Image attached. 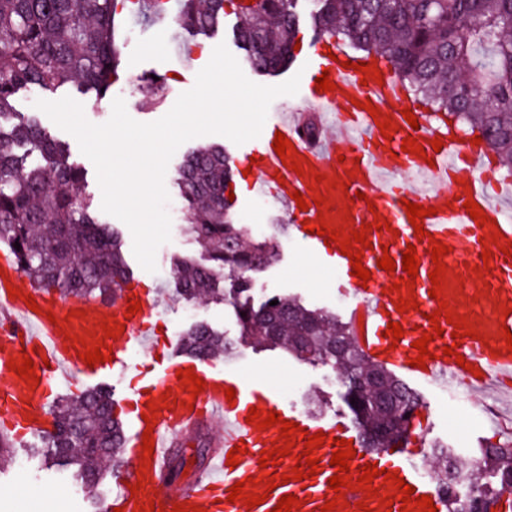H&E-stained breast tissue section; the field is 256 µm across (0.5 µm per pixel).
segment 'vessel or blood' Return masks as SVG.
<instances>
[{
  "label": "vessel or blood",
  "mask_w": 512,
  "mask_h": 512,
  "mask_svg": "<svg viewBox=\"0 0 512 512\" xmlns=\"http://www.w3.org/2000/svg\"><path fill=\"white\" fill-rule=\"evenodd\" d=\"M350 53L343 49H330L328 42L315 47L309 61L313 77L328 75L334 90L311 91L318 113V122L331 123L341 130L340 137H315L305 135L308 114L302 110L280 113L269 122L260 136L250 140L241 152L242 159L251 160V170L258 178V188L269 191L284 205L292 222L310 252L322 259L336 274L338 291L349 297L347 316L352 339L369 357L399 369L408 379L429 382L437 378L449 382H461L478 391L501 390L512 383V350L502 336L503 329L512 330V314L503 315V307H512V258L501 251L512 242V177L482 179L487 168L488 149L460 140L449 127L447 120L430 119L422 105L411 107L416 124H409L402 116L399 104L405 90L396 79L390 65L377 63L375 56H368V63L378 64L382 81L363 80L361 71L346 68ZM371 102L382 115L390 117L396 130L392 140H385L374 118L363 109V102ZM283 133L296 149V157L304 175H297L291 167L282 163L273 143L276 133ZM416 139L424 150L432 151V162L403 152L405 138ZM440 140L443 147L433 152V140ZM323 174V181H315V174ZM348 182V189H341V182ZM301 193L309 201L308 210H300L293 198ZM328 200L327 209L314 206L316 196ZM473 199L481 206L489 221L477 225L463 206L466 199ZM425 207H435L433 215L424 217L425 238H417L410 224L405 202ZM382 216L391 228L367 234L370 243L364 251L362 263L371 273L369 283H361L354 277L349 257L341 254L337 243H325L322 236L305 232V224L330 222L332 227L342 225L357 229ZM498 235L497 245L491 246L490 261H483L482 240ZM449 246L443 256L448 285L440 299H432L428 291L429 278L434 268L432 249L434 241ZM415 246L420 260L415 280L418 309L397 312L398 292L392 291L393 283L403 276V269L387 272L379 269L378 259L390 255L401 261L408 246ZM489 263L491 270L486 277H479L476 266ZM21 274L10 248L0 247V421L17 435L37 433L44 429L46 401L52 386L58 385L61 373L81 374L96 378L108 372L123 373L132 366L131 349L145 347L151 340L150 317L158 307L156 293L143 294L133 287H126L116 303L105 304L88 298L62 300L41 288L23 287L25 295L34 297L37 310H30L23 298H12L9 288L21 287ZM140 300L141 309L128 314L127 303ZM448 301L450 309L468 316L478 338L468 336L452 339L453 325H445L441 337L428 343L432 357L425 367L411 366L417 358L414 341L431 331L429 314L438 310L440 301ZM122 325L124 332L112 340L111 359L105 363L86 365L80 354L82 339L102 336L104 319ZM403 327L405 334L395 342L386 337L389 323ZM80 336L78 344H71V336ZM457 345L464 364L444 355L443 349ZM28 355L33 360L38 380L28 384L26 380L9 370L10 359ZM192 369L205 382L203 391L190 395L176 377L178 368ZM234 389V399H227L226 389ZM171 394V408L156 412L152 438L154 452L150 463H143V432L148 428L142 418L147 404ZM263 412H278L281 419L298 423L307 435L324 433L328 440L316 456L319 460L315 478L304 481L291 479L296 458L304 450V437L296 438L288 456L279 459L277 465L263 467L259 464L261 450L282 446L280 426L260 430L249 424L246 418L251 408ZM223 419L205 474L192 483L162 493L163 473L168 465L172 448L179 440L214 419ZM130 436L126 447L133 467L144 468L143 478L129 476L118 492L104 505V512H138L139 507L154 502L171 512L174 505H196L206 512H273L281 496L297 495L302 507L300 512H321L327 501L333 500L334 490L329 484L336 473L330 460L334 447L332 438L352 441L356 455L350 463L353 477H361L365 465L374 463L378 468L397 472L416 495L430 497L437 512H446L447 502L439 492L422 479L412 462L409 449L371 452L365 449L356 427L345 422H317L295 410L280 405L272 393L257 378H247L227 370L214 374L206 361L185 358L176 365H164L154 373L144 392L138 393L130 407L128 418ZM243 445L245 452L237 466H229L227 454L235 445ZM289 475L286 483H278L276 489L267 490L266 478L272 475ZM258 478L253 491L262 495L261 505L249 508L243 501L229 502L234 484L247 477ZM378 494L368 497L365 491L345 490L344 502L334 512H361L362 507L372 512H387L381 506L380 496L387 490L381 478L372 483Z\"/></svg>",
  "instance_id": "vessel-or-blood-1"
}]
</instances>
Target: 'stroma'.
<instances>
[{"label":"stroma","mask_w":512,"mask_h":512,"mask_svg":"<svg viewBox=\"0 0 512 512\" xmlns=\"http://www.w3.org/2000/svg\"><path fill=\"white\" fill-rule=\"evenodd\" d=\"M309 0L298 4L299 48L288 71L276 76H266L251 66H244L246 76L264 85H276L289 79L291 73L304 66L313 50L317 37L310 26ZM237 18L226 12L224 25L214 35L200 39L191 54L179 51V41L172 29L151 26L137 20L129 21L133 33L127 36L123 49L124 67L112 85V95L102 101L90 96H79L76 88L65 85L57 89V97L79 98L86 118L95 124L109 120L113 98H123L128 114L140 122H152L164 116L178 96L191 89L196 74L210 60L213 49L226 43L235 49L233 29ZM164 77L158 94L143 89L140 79L148 75ZM223 136L206 135L194 138L178 148L171 158L165 176V186L170 201L166 210L171 218V239L156 252V272L144 270L134 255L126 260L132 277L143 290H159V314L154 322V341L144 349L131 353L136 365L134 371L104 378L103 384L112 391L114 400L131 396L152 377L155 367L167 361H177V344L180 335L189 325L205 323L221 330L226 339L236 341L238 347L232 359L216 358L215 371L244 370L260 377L285 406L326 423L350 418L344 401L345 388L335 370L321 363L296 359L291 354L253 343H238V322L233 306L224 301L188 302L176 298L168 289L169 274L175 257L190 255L201 257L199 246L183 232L181 198L176 184L177 170L186 151L202 144L223 143ZM233 192V213L239 223L249 225L253 234H275L278 259L271 266L253 275L251 298L261 304L273 294L289 295L304 304L328 310L337 319H345L347 305L336 290L335 277L323 270L318 260L293 237L285 225L289 218L282 203L272 195L263 194L253 187H240L238 182L229 185ZM422 400L421 426L412 427L407 440L414 452L417 465H425L431 457L432 442L439 441L456 448L461 457H469L477 448L487 444H506L512 437L499 430L493 414L501 404L495 394L475 401L469 391L441 388L434 383L416 385ZM18 457L29 463L28 470L16 466L0 468V512H90L91 502L74 467L34 454L30 448H16Z\"/></svg>","instance_id":"stroma-1"}]
</instances>
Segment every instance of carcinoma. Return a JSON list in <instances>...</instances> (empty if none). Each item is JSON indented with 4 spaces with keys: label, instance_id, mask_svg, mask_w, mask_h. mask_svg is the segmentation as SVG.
I'll use <instances>...</instances> for the list:
<instances>
[{
    "label": "carcinoma",
    "instance_id": "cac0c4a2",
    "mask_svg": "<svg viewBox=\"0 0 512 512\" xmlns=\"http://www.w3.org/2000/svg\"><path fill=\"white\" fill-rule=\"evenodd\" d=\"M298 2L237 3L234 37L258 70L276 72L291 61ZM224 7V0H0V241L12 247L24 276L64 297L106 301L121 292L127 269L119 233L99 218L91 199L76 194L83 175L68 148L47 135L36 115L17 117L16 94L70 84L101 100L123 65L120 21L163 20L180 34L208 37L223 25ZM311 24L321 37L340 36L385 59L435 110L480 133L498 163L512 169V0H314ZM232 178L231 157L218 145L193 150L179 167L184 230L204 257L174 261V293L227 301L243 338L331 365L370 450L406 439V416L420 408L419 395L356 347L346 324L288 296L273 295L260 307L250 303L252 273L274 261L277 250L273 238H253L236 222L225 196ZM178 347L217 358L237 345L197 323ZM365 376L381 378L378 391L392 395L393 406L356 386ZM50 415L42 452L75 466L84 485L95 488L106 463L123 454V424L111 392L96 388L58 398ZM194 440L201 471L209 437ZM432 454L442 463L436 482L448 512H472L475 502L512 512L511 443L481 449L476 477L457 465L450 446L435 444ZM185 462L183 448L174 449L166 479L180 477Z\"/></svg>",
    "mask_w": 512,
    "mask_h": 512
}]
</instances>
